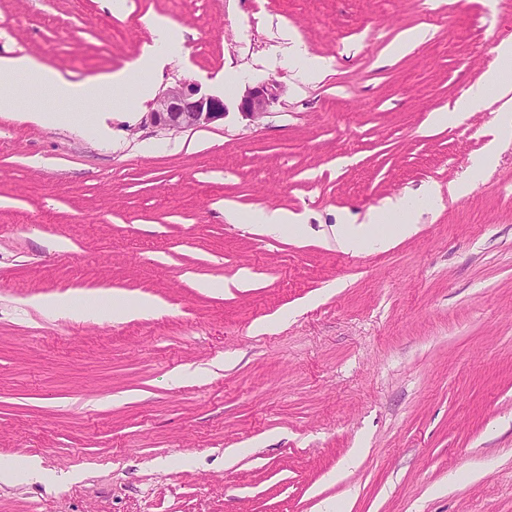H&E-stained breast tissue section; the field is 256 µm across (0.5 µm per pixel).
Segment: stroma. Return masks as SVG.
<instances>
[{"mask_svg": "<svg viewBox=\"0 0 512 512\" xmlns=\"http://www.w3.org/2000/svg\"><path fill=\"white\" fill-rule=\"evenodd\" d=\"M155 16L180 49L151 96L0 112V459L45 470L0 512H512V143L479 170L498 112L430 121L496 66L512 0H0V57L98 79ZM272 80L269 114L238 112ZM178 82L224 118L152 127ZM428 184L414 234L340 247ZM258 207L307 222L270 235ZM95 288L168 311L31 303ZM280 85L274 82L248 86L238 100V110L252 120L261 118L278 100L282 93Z\"/></svg>", "mask_w": 512, "mask_h": 512, "instance_id": "stroma-1", "label": "stroma"}]
</instances>
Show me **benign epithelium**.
Returning <instances> with one entry per match:
<instances>
[{
    "mask_svg": "<svg viewBox=\"0 0 512 512\" xmlns=\"http://www.w3.org/2000/svg\"><path fill=\"white\" fill-rule=\"evenodd\" d=\"M282 93L274 82L247 87L238 100V110L256 120L266 114ZM224 98L199 94L198 86L179 83L163 91L149 112L154 127L164 131H185L207 126L224 118Z\"/></svg>",
    "mask_w": 512,
    "mask_h": 512,
    "instance_id": "7a95c632",
    "label": "benign epithelium"
}]
</instances>
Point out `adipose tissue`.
Returning a JSON list of instances; mask_svg holds the SVG:
<instances>
[{
  "mask_svg": "<svg viewBox=\"0 0 512 512\" xmlns=\"http://www.w3.org/2000/svg\"><path fill=\"white\" fill-rule=\"evenodd\" d=\"M153 42L146 54L125 70L107 77L84 82H70L52 69L46 68L26 55L0 58V112H14L25 109L36 121L44 124L62 122L61 113L47 110L43 99L50 98L86 105H98L109 96L110 91L138 84L143 73L160 68L168 58L178 52L179 43L170 24L161 18L150 21ZM27 81L28 95L19 99L12 85L16 77ZM498 105L503 114L512 113V74L504 75L499 70L489 71L484 80L470 87L446 112L433 113L432 123L443 125L459 122L470 114ZM87 304H78L67 296L43 299V306L60 312L95 314L103 305H111L114 318L131 320L149 314L165 313V305L154 298L144 297L132 304L116 301L111 291L98 290L88 294Z\"/></svg>",
  "mask_w": 512,
  "mask_h": 512,
  "instance_id": "obj_1",
  "label": "adipose tissue"
}]
</instances>
